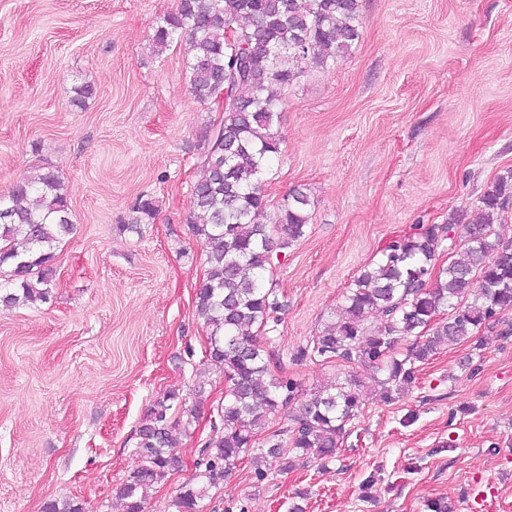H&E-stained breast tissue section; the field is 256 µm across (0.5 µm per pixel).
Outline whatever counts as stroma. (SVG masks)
Segmentation results:
<instances>
[{
    "mask_svg": "<svg viewBox=\"0 0 512 512\" xmlns=\"http://www.w3.org/2000/svg\"><path fill=\"white\" fill-rule=\"evenodd\" d=\"M179 0H0V193L37 167L62 178L74 234L54 264L49 302L0 305V512L72 498L121 512L115 489L137 468L138 428L177 392L200 414L181 462L147 492L174 512L214 431L224 373L206 357L194 287L207 267L188 219L202 175L200 136L221 122L189 91L184 48L152 51ZM362 37L336 65L281 89V156L270 212L289 191L312 201L307 233L273 282L283 304L266 332L270 373L301 398L354 364L293 362L336 319L347 286L416 224L475 215L512 171V0H359ZM91 85L92 95L76 90ZM151 223L123 231L139 197ZM512 312L419 365L405 391L378 387L334 458L264 477L243 461L202 512H512ZM484 489L473 505L472 485Z\"/></svg>",
    "mask_w": 512,
    "mask_h": 512,
    "instance_id": "stroma-1",
    "label": "stroma"
}]
</instances>
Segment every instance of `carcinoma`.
<instances>
[{"label":"carcinoma","mask_w":512,"mask_h":512,"mask_svg":"<svg viewBox=\"0 0 512 512\" xmlns=\"http://www.w3.org/2000/svg\"><path fill=\"white\" fill-rule=\"evenodd\" d=\"M238 38L229 42L224 27ZM358 0H179L176 11L156 22L153 52L185 46L190 92L200 103L229 89L233 106L219 126L201 137L204 176L192 189L189 223L203 239L206 276L197 285L196 311L208 329L209 361L224 369V403L217 409L221 436L207 441L194 462L195 475L177 494L176 512H200L208 489L224 483L257 444L267 416L290 408L299 397L295 382L268 377L270 340L263 329L282 309L266 274L280 255L301 239L310 221L311 199L295 188L275 215L268 214L265 176L280 153L273 131L281 99L274 89L291 85L313 67L325 68L350 54L361 38ZM512 205V173L499 177L480 197L479 217L453 213L446 224H421L390 242L383 258L348 287L336 322L298 348L293 361L336 358L369 368L332 390L300 402L293 426L266 439L267 450L251 457L258 474L271 457L288 471L293 458L330 459L347 435V424L363 404L367 382L386 396L416 380V364L441 347L475 337L494 316L512 311V241L492 232L493 218ZM135 217L121 230L154 219L157 208L140 198ZM460 229L464 251L438 273L434 261L443 241ZM64 184L43 167L0 196V267L13 287L0 291V304L46 303L52 296L55 248L74 233ZM478 288L470 290L473 279ZM381 314L377 327L366 322ZM429 333L399 358V342ZM179 399L167 391L155 400L138 429L140 465L117 488L122 512H146L147 489L180 466L169 455L176 423L170 410ZM43 512H83L69 499L51 500Z\"/></svg>","instance_id":"1"}]
</instances>
